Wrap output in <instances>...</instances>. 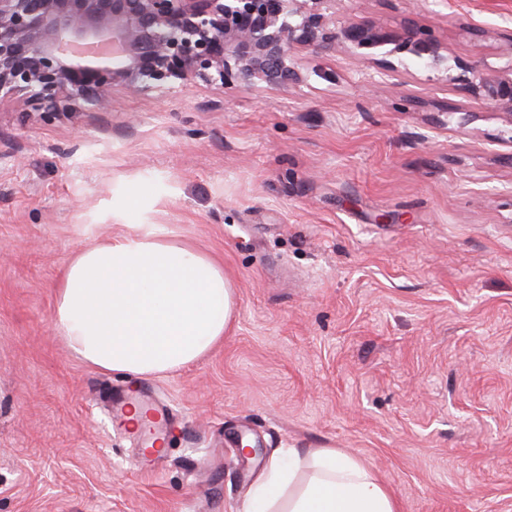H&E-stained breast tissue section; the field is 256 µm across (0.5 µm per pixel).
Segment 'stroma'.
<instances>
[{"mask_svg":"<svg viewBox=\"0 0 512 512\" xmlns=\"http://www.w3.org/2000/svg\"><path fill=\"white\" fill-rule=\"evenodd\" d=\"M364 19L430 26L487 74L512 0H336ZM296 62L297 90L0 105V512H242L288 448L364 458L399 512H512V118L417 60L375 94L348 49ZM133 199L236 302L209 353L152 378L180 424L151 470L110 418L143 377L53 322L64 265Z\"/></svg>","mask_w":512,"mask_h":512,"instance_id":"1","label":"stroma"}]
</instances>
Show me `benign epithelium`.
Instances as JSON below:
<instances>
[{"label": "benign epithelium", "instance_id": "1", "mask_svg": "<svg viewBox=\"0 0 512 512\" xmlns=\"http://www.w3.org/2000/svg\"><path fill=\"white\" fill-rule=\"evenodd\" d=\"M336 0H0V102L23 112L112 109L116 89L165 95L188 84L297 88L299 48L349 47L387 76L400 55L448 69L427 26L336 24ZM512 117L505 74L452 77Z\"/></svg>", "mask_w": 512, "mask_h": 512}]
</instances>
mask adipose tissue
I'll return each instance as SVG.
<instances>
[{"label": "adipose tissue", "instance_id": "1", "mask_svg": "<svg viewBox=\"0 0 512 512\" xmlns=\"http://www.w3.org/2000/svg\"><path fill=\"white\" fill-rule=\"evenodd\" d=\"M117 217L121 236L67 264L54 325L84 362L103 370L161 376L204 356L223 337L235 294L223 268L157 224ZM244 512H399L396 498L358 456L336 448L272 456Z\"/></svg>", "mask_w": 512, "mask_h": 512}]
</instances>
